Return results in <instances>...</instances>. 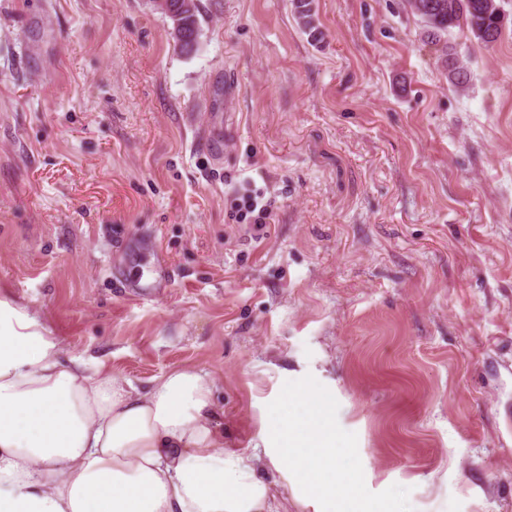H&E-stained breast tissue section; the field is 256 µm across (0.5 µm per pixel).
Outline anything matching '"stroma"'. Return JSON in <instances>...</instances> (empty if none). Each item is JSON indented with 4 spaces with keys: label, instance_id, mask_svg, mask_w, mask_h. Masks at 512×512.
I'll list each match as a JSON object with an SVG mask.
<instances>
[{
    "label": "stroma",
    "instance_id": "obj_1",
    "mask_svg": "<svg viewBox=\"0 0 512 512\" xmlns=\"http://www.w3.org/2000/svg\"><path fill=\"white\" fill-rule=\"evenodd\" d=\"M455 89L404 0H0V291L65 358L213 372L253 454L285 380L334 391L367 488L512 512V0ZM271 205L239 220L243 197ZM167 274L163 295L125 296ZM273 512H316L263 465ZM181 1V3H180ZM192 8L180 10L185 5V0H170L169 9H164L157 3H164V0H157V7L166 15L173 23V32L176 43L179 45L181 52L190 53L194 50L199 29L198 16L200 14L199 0H189ZM180 3V6L177 5ZM177 7V8H176ZM174 8V9H172ZM180 10V11H179ZM169 11H174V15ZM176 16H179L176 18ZM195 33V37L191 38ZM298 25L315 40L322 35L313 0H293Z\"/></svg>",
    "mask_w": 512,
    "mask_h": 512
}]
</instances>
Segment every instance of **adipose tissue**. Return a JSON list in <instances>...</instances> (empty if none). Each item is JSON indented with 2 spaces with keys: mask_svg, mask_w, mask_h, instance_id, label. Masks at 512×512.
Wrapping results in <instances>:
<instances>
[{
  "mask_svg": "<svg viewBox=\"0 0 512 512\" xmlns=\"http://www.w3.org/2000/svg\"><path fill=\"white\" fill-rule=\"evenodd\" d=\"M215 388L177 368L142 391L63 359L0 294V512H264L261 457L225 451Z\"/></svg>",
  "mask_w": 512,
  "mask_h": 512,
  "instance_id": "ef3b65f1",
  "label": "adipose tissue"
}]
</instances>
